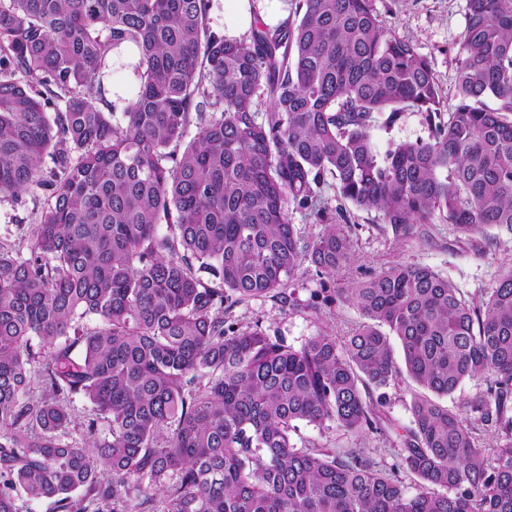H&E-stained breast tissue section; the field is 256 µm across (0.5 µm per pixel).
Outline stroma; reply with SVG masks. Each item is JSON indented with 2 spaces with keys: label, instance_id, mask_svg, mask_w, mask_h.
Instances as JSON below:
<instances>
[{
  "label": "stroma",
  "instance_id": "1",
  "mask_svg": "<svg viewBox=\"0 0 512 512\" xmlns=\"http://www.w3.org/2000/svg\"><path fill=\"white\" fill-rule=\"evenodd\" d=\"M381 24L392 36L410 41L430 61L447 105L455 103V73L459 44L466 26V0H372ZM378 155L396 144L430 140L432 132L423 113L408 110L396 120L376 114L370 129ZM316 209H301L286 201L285 210L297 237L311 241L328 225H341L350 240L352 260L333 274L304 265L288 282V299L273 296L249 298L225 309L227 323L242 331L261 328L301 347L326 331L346 340L363 317L344 295L345 288L375 271L402 263L428 266L447 276L464 298L477 303L494 287L502 270L512 267V232L496 227L486 232L464 233L445 214L435 213L427 224L413 225L408 233L396 232L381 212L356 207L344 199L334 181L317 190ZM45 206L39 189L23 193L20 203L0 202V248L24 250ZM417 390L407 373L386 385L370 387V398L389 422L383 430L353 436L333 423L300 424L294 435L297 447L355 448L379 468L393 473L416 493L418 479L402 465L397 450L410 426V406Z\"/></svg>",
  "mask_w": 512,
  "mask_h": 512
}]
</instances>
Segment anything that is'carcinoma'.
<instances>
[{"label": "carcinoma", "instance_id": "carcinoma-1", "mask_svg": "<svg viewBox=\"0 0 512 512\" xmlns=\"http://www.w3.org/2000/svg\"><path fill=\"white\" fill-rule=\"evenodd\" d=\"M211 2L0 0V201L46 199L26 252L0 249V512H512V268L478 306L427 266L374 273L348 289L365 322L343 344L224 320L226 303L286 299L306 263L350 261L340 226L302 242L284 209L328 177L405 233L437 211L512 232V0H467L449 109L371 0H295L246 40L210 27ZM123 43L139 87L120 110L103 81ZM407 109L431 139L379 158L374 114ZM393 337L420 389L399 449L414 495L353 448L292 441L301 422L377 429L362 390L396 372ZM482 376L465 412L501 431L490 450L441 402ZM70 406L74 409V418L75 424H72L70 427L71 435L78 441L82 442L86 437L85 433H82V429H84V423L87 422L91 414V405L81 397H74L72 402H70Z\"/></svg>", "mask_w": 512, "mask_h": 512}]
</instances>
